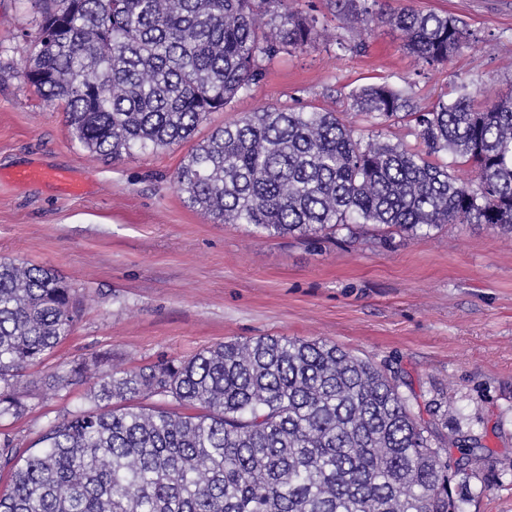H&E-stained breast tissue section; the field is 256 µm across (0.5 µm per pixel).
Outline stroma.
Returning a JSON list of instances; mask_svg holds the SVG:
<instances>
[{"instance_id": "stroma-1", "label": "stroma", "mask_w": 512, "mask_h": 512, "mask_svg": "<svg viewBox=\"0 0 512 512\" xmlns=\"http://www.w3.org/2000/svg\"><path fill=\"white\" fill-rule=\"evenodd\" d=\"M326 30L311 45L264 61V75L195 137L268 106L349 112L353 91L386 83L428 106L470 85L478 100L512 91V0H379L464 20L469 48L429 68L380 24L363 48L334 0H291ZM35 18L0 0V174L43 166L84 183L0 181V258L56 269L82 310L70 334L20 387L27 413L0 420V438L35 441L91 406L89 386L48 389L49 377L104 356L136 370L231 340L288 336L336 343L397 372L413 411L447 414L449 437L482 444L452 481L466 512H512V237L484 224H444L418 239L384 226L305 239L247 224H215L187 208L174 177L187 145L91 156L62 108L25 85L22 31Z\"/></svg>"}]
</instances>
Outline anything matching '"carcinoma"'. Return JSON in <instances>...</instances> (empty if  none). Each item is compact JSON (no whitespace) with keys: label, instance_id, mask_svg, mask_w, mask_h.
Masks as SVG:
<instances>
[{"label":"carcinoma","instance_id":"obj_1","mask_svg":"<svg viewBox=\"0 0 512 512\" xmlns=\"http://www.w3.org/2000/svg\"><path fill=\"white\" fill-rule=\"evenodd\" d=\"M30 2L24 82L107 161L191 141L260 81L262 61L313 43L318 29L285 0ZM377 4L336 0L360 45L384 22L430 67L470 45L457 18L406 8L387 19ZM351 108L375 125L413 118L423 149L366 142L317 107H269L191 146L175 175L184 205L269 236L362 224L512 234V94L478 104L462 86L421 111L373 84ZM441 154L471 165L476 183L460 182ZM78 316L76 290L54 269L0 258V418L26 412L18 383ZM154 396L184 411L130 403ZM90 398L94 408L50 425L37 452L0 444V467L12 469L0 512H464L435 420L411 411L396 378L331 342L258 337L109 368Z\"/></svg>","mask_w":512,"mask_h":512}]
</instances>
